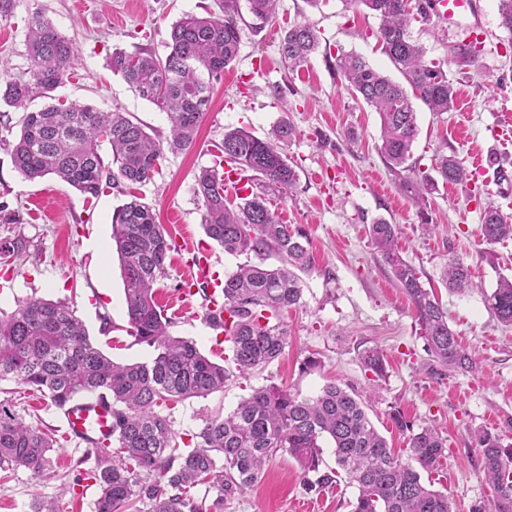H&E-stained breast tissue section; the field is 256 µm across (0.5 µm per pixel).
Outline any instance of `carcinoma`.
Wrapping results in <instances>:
<instances>
[{
  "label": "carcinoma",
  "instance_id": "carcinoma-1",
  "mask_svg": "<svg viewBox=\"0 0 512 512\" xmlns=\"http://www.w3.org/2000/svg\"><path fill=\"white\" fill-rule=\"evenodd\" d=\"M254 29L273 23L279 0H246ZM379 20L378 42L403 81H395L355 52L332 54L325 62L341 84L380 118L378 153L399 176L403 189L423 206L438 182L463 185L468 172L454 155H441L438 177L416 170L412 148L418 136L415 101L439 115L455 108L456 90L448 79V62L473 65L475 43L458 41L451 60L427 57L413 39L412 23L431 19L432 0H348ZM215 9L187 15L170 26L167 52L151 48L115 50L109 61L141 98L167 113L170 134L152 137L135 116L117 109L103 112L82 104H47L24 113L20 135L12 144L14 168L29 181L54 175L87 198L107 188L129 197L112 217V240L120 260L127 309V333L155 351L151 362L116 363L90 340L70 301L29 298L9 316H0V381L13 380L55 406L82 396L107 393L112 398V442L84 450L77 464L94 460L87 479L99 487L94 512H223L224 504L244 494L259 479L263 466L278 453L297 461L306 489L332 487L344 476L356 485L352 512H454L448 493L425 483L421 472L443 466L446 443L431 427L413 429L401 411L389 419L409 433L411 457L402 461L372 424L367 405L336 383L313 397H300L270 383L253 390L232 413L209 415L180 444L169 411L176 404L224 391L235 373L262 370L288 345L284 314L302 303V275L313 267L308 235L284 224L268 205L267 190L290 197L299 176L288 162L294 128L281 118L268 136L230 129L220 147L223 162L195 176L194 195L204 207L208 238L229 255L247 262L224 277V341L232 365L201 354L196 345L170 334L174 321L156 300V285L166 277L175 243L155 222L151 207L132 189L154 181L165 153L190 149L209 108L213 83L237 59L242 22L241 0H214ZM499 27L512 36V0H499ZM321 46L306 22L288 26L279 51L288 69L308 62ZM29 67L23 78L0 65V104L20 108L35 98H52L68 77L74 46L43 15L27 23ZM207 78H202V75ZM111 149L105 160L103 144ZM233 165L241 178L259 181L248 196L229 199L220 168ZM482 239L494 244L512 238V217L493 205L485 208ZM397 225L384 219L370 224L372 244L391 269L396 285L413 306L420 336L434 361L446 369L471 372L473 359L448 325V312L420 272L397 248ZM448 288L471 287L469 265L448 258ZM490 314L512 326V280L501 278L485 296ZM365 371L379 381L388 375L378 349L360 354ZM332 442L336 468L321 469L322 441ZM480 464L493 488V505L471 512H512V444L497 433L474 435ZM52 437L25 421L7 400H0V469H24L38 477L52 472ZM315 474V481L308 476Z\"/></svg>",
  "mask_w": 512,
  "mask_h": 512
}]
</instances>
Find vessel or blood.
I'll return each mask as SVG.
<instances>
[{"label": "vessel or blood", "instance_id": "vessel-or-blood-1", "mask_svg": "<svg viewBox=\"0 0 512 512\" xmlns=\"http://www.w3.org/2000/svg\"><path fill=\"white\" fill-rule=\"evenodd\" d=\"M433 4L440 26L470 36L483 26L482 0H433ZM194 250L190 281L207 285L210 306L218 308L224 301V283L213 269L210 249L198 244ZM61 414L70 436L78 442H111L112 405L105 395L73 399L62 407Z\"/></svg>", "mask_w": 512, "mask_h": 512}]
</instances>
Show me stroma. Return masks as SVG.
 I'll list each match as a JSON object with an SVG mask.
<instances>
[{"mask_svg":"<svg viewBox=\"0 0 512 512\" xmlns=\"http://www.w3.org/2000/svg\"><path fill=\"white\" fill-rule=\"evenodd\" d=\"M483 2L484 47L476 64L448 66L457 90L455 110L437 115L424 105L416 107L419 135L413 158L430 175L442 147L466 165L477 154L512 164V142L497 140L512 118V35L499 26L498 0ZM212 5L213 0H15L11 16L0 19V64L13 76L23 75L29 65L26 20L42 11L75 45L70 77L56 89L55 99L121 108L164 137L169 133L166 113L135 94L109 69L108 60L114 49L131 52L141 45L165 54L171 24L205 14ZM278 11L276 23L258 33L250 27L251 15H244L238 58L214 84L195 145L166 154L154 183L141 187L140 194L178 245L158 292L160 305L175 319L170 332L222 362L229 346L218 342L205 323L203 294L182 289L188 247L206 237L202 203L193 193L195 177L213 166L225 131L238 128L261 138L280 118H288L295 128L288 157L300 180L292 197L274 196L270 203L283 223L304 225L315 267L303 277L302 305L285 316L283 355L264 370L232 377L223 391L178 403L172 427L180 435L198 431L202 414L229 413L254 389L272 382L312 396L333 379L369 400L371 421L402 458L410 456L409 437L393 427L391 407L400 408L414 426L434 427L448 446L442 485L456 512H471L493 497L475 431L495 432L512 443V328L498 323L484 304L500 278L512 279V239L489 245L480 233L487 206L512 215V195L501 197L485 174L475 172L468 186H439L426 210H419L376 151L377 112L354 99L322 54L291 72L279 52L283 27L304 20L318 30L322 45L358 53L399 79L377 42L378 19L349 0H322L316 8L305 0H280ZM22 115L13 108L8 122L0 121V205L17 216L16 223H0V246L19 239L27 243L26 252L13 261L11 287L0 288V312L11 314L18 301L32 296L70 299L91 341L113 361L150 360L153 348L135 343L126 332L124 285L112 240V213L125 196L108 189L88 199L51 176L26 180L15 170L9 148L20 133ZM425 216L432 224L428 231L421 228ZM378 217L398 225L403 257L447 310L449 325L478 362L475 371L445 372L427 353L411 304L369 238L368 226ZM453 255L464 257L471 270L474 288L464 294L448 292L442 280ZM373 347L390 364L387 378L379 382L359 360L363 349ZM311 356L320 359V369L302 373ZM0 391L56 440L54 479L44 481L24 469L0 471V512H31L42 493L57 496L60 512H94L93 496L65 490L84 446L66 436L59 408L49 398L30 397L13 381L0 382ZM357 494L344 481L308 491L298 463L282 454L224 512H299L304 505L312 512H351Z\"/></svg>","mask_w":512,"mask_h":512,"instance_id":"stroma-1","label":"stroma"}]
</instances>
